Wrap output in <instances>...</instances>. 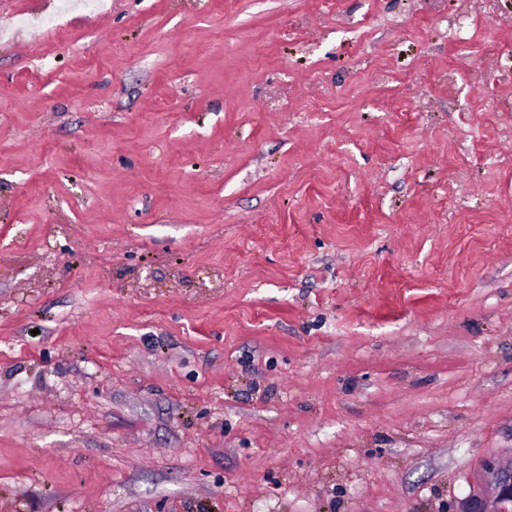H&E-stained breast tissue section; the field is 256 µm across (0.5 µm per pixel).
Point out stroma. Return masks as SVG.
I'll use <instances>...</instances> for the list:
<instances>
[{"instance_id":"obj_1","label":"stroma","mask_w":512,"mask_h":512,"mask_svg":"<svg viewBox=\"0 0 512 512\" xmlns=\"http://www.w3.org/2000/svg\"><path fill=\"white\" fill-rule=\"evenodd\" d=\"M0 0V512H453L512 450V0Z\"/></svg>"}]
</instances>
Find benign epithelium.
Returning a JSON list of instances; mask_svg holds the SVG:
<instances>
[{
    "instance_id": "1",
    "label": "benign epithelium",
    "mask_w": 512,
    "mask_h": 512,
    "mask_svg": "<svg viewBox=\"0 0 512 512\" xmlns=\"http://www.w3.org/2000/svg\"><path fill=\"white\" fill-rule=\"evenodd\" d=\"M453 512H512V458L485 459L476 487Z\"/></svg>"
}]
</instances>
